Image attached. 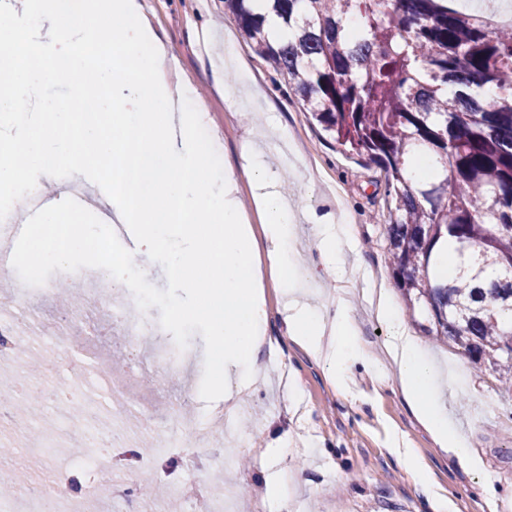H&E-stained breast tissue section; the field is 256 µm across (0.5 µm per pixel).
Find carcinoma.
Listing matches in <instances>:
<instances>
[{"mask_svg": "<svg viewBox=\"0 0 512 512\" xmlns=\"http://www.w3.org/2000/svg\"><path fill=\"white\" fill-rule=\"evenodd\" d=\"M253 51L336 143L377 161L387 250L425 336L512 390V32L448 0H224ZM353 16L360 29L344 32ZM498 96L487 103L478 88ZM436 172L416 184V158ZM497 278L486 284L480 274Z\"/></svg>", "mask_w": 512, "mask_h": 512, "instance_id": "carcinoma-1", "label": "carcinoma"}]
</instances>
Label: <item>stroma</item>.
I'll use <instances>...</instances> for the list:
<instances>
[{
  "label": "stroma",
  "mask_w": 512,
  "mask_h": 512,
  "mask_svg": "<svg viewBox=\"0 0 512 512\" xmlns=\"http://www.w3.org/2000/svg\"><path fill=\"white\" fill-rule=\"evenodd\" d=\"M144 5L149 21L168 42L172 73L194 85L208 112V122L193 130V141L218 142L222 164L237 163L244 143L251 140L267 156H288L290 186L284 195L294 208L302 274L322 291L334 293L335 282L313 246V226L304 214L343 207L354 226L348 276L359 282L378 276L400 314H407L386 254L383 170L368 157L344 151L302 111L284 78L249 48L224 0H144ZM214 35L232 42L237 51L235 59L224 62L226 74L246 61L255 93L235 101L215 91L209 79ZM367 300L366 292L356 290L354 314L363 342L379 350L392 329ZM16 321L31 335L30 347L43 362L31 370L16 352L0 358V372L39 400L33 416L37 425H55L67 444L89 452L95 438L72 427V419L108 420L120 412L136 420L137 429L112 450L113 469L129 492L128 501L115 502L114 512H182V499L154 496L149 488L190 475L195 478L193 500L205 502L208 512H283L278 502L262 497L263 451L278 429L292 434L278 465L301 475L284 512H512V396L460 350L430 342L417 322H409L408 328L448 378L443 403L478 457V467L462 466L438 447L408 406L394 365L378 371L353 364L350 379L357 397L352 400L336 389L325 365L291 342L262 354L267 380L231 416L234 433H226L221 424L208 428L196 436L190 457L185 449L169 445L187 436L181 415H199L224 403L211 383L210 337L203 320L175 321L170 314H155L150 322L156 335L138 344L101 312L71 319L56 299L18 310ZM75 364L110 367L112 395L86 392L69 406L68 418L58 421L52 415L54 400L61 384L70 382ZM396 445L410 449L429 472L437 498L420 490L414 474L393 453ZM1 465L17 471V494L53 483L50 468L7 428L0 429ZM489 475L496 479L491 496L484 491Z\"/></svg>",
  "instance_id": "stroma-1"
}]
</instances>
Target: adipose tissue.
Masks as SVG:
<instances>
[{"label":"adipose tissue","mask_w":512,"mask_h":512,"mask_svg":"<svg viewBox=\"0 0 512 512\" xmlns=\"http://www.w3.org/2000/svg\"><path fill=\"white\" fill-rule=\"evenodd\" d=\"M33 13L43 15V24L24 30L23 20ZM107 27L119 49V61L108 77L93 64L99 47L89 39L93 31ZM21 30L26 33L29 61L46 81L55 80L60 64L68 61L75 47H82L91 61L68 70L70 90L78 95L111 80V109L95 99L91 106L99 114L97 121H86L79 112L46 123L32 107L26 72L17 70L8 55ZM169 55L167 42L144 14L143 0H0V71L12 73L0 83V110L16 119L13 128L0 130V184L24 182L40 189L51 181L61 197L67 193L65 176H79L96 189L98 205L111 208L149 249L179 238L183 251L177 267L198 264L204 257L218 259L217 279L202 273L183 278L178 285L197 292L192 310L210 328L212 382L223 389L227 410H236L250 388L263 379L258 360L273 344L266 332L269 316L263 281L267 278L281 295L279 315L286 340L327 365L338 390L350 394L351 365L377 361L375 351L361 339L349 300L353 283L346 277L345 247L353 232L351 225L331 218L315 222V247L336 277V297L326 306H311L301 286L292 216L275 170L256 161L252 150L243 151L254 180L253 203L265 218L258 237L242 213L234 168L228 165L212 172L207 165L209 147L194 144L189 136L192 128L207 122L208 114L201 106L186 110L195 89L170 78ZM107 123L114 130L138 132L141 179L136 192L141 207L134 215L112 202L106 187L108 175L102 161L119 156L122 150L121 143L104 132ZM188 169L194 171V178H184ZM172 199L179 202V211L169 208ZM69 236L64 248L47 252L36 239L27 242L25 250L47 252L49 261L59 265L69 264L74 253L97 252L98 239L86 225H71ZM376 315L393 330L387 353L398 369L400 389L422 424L437 445L462 465L477 466L468 441L439 403L442 376L423 358L418 340L410 336L397 308L383 299Z\"/></svg>","instance_id":"ef3b65f1"}]
</instances>
